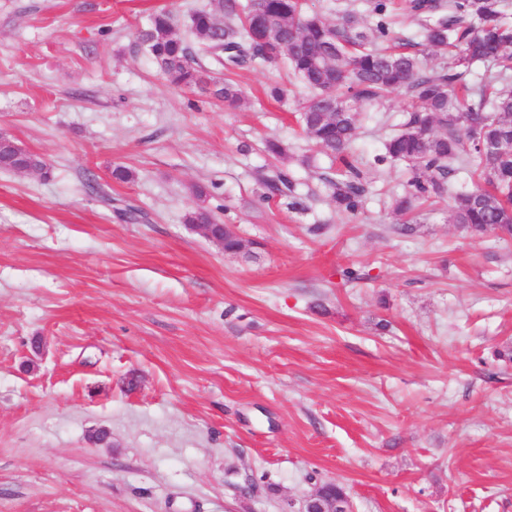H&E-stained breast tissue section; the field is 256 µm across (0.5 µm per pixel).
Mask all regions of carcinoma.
I'll use <instances>...</instances> for the list:
<instances>
[{
  "instance_id": "cac0c4a2",
  "label": "carcinoma",
  "mask_w": 512,
  "mask_h": 512,
  "mask_svg": "<svg viewBox=\"0 0 512 512\" xmlns=\"http://www.w3.org/2000/svg\"><path fill=\"white\" fill-rule=\"evenodd\" d=\"M388 0H370L379 16L371 32L348 18L331 23L303 10L302 0H215L214 7L190 16L189 44L175 32L174 17L161 10L138 30L139 43L176 89L204 83L194 50L232 71L285 64L309 91L296 111L312 145L339 163L336 177L321 174L336 211L355 215L365 203L370 181L352 153L357 114L393 94L407 99L408 118L374 158L406 164L410 178L393 198V212L412 214L448 194L449 179L470 169L472 189L454 196L449 219L465 231L512 234V23L508 0H408V14L422 22L423 46L451 52L453 62L429 66L413 44L382 45L390 33ZM483 66L476 89L459 95L457 86L473 65ZM215 95L228 106L242 99L241 88L224 80ZM47 167L35 155L5 148L0 169ZM266 198L286 197L304 208L292 177L281 171L265 180Z\"/></svg>"
}]
</instances>
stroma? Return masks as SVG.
I'll use <instances>...</instances> for the list:
<instances>
[{
	"mask_svg": "<svg viewBox=\"0 0 512 512\" xmlns=\"http://www.w3.org/2000/svg\"><path fill=\"white\" fill-rule=\"evenodd\" d=\"M208 5L0 0V130L49 166L0 170V512H284L329 482L354 512H512V236L445 200L399 231L409 171L373 160L402 97L359 115L347 216L265 95H303L284 68L202 56L205 89L170 87L136 31L165 8L189 38ZM282 170L305 209L265 200ZM187 223L190 225L191 229L195 232L200 233L208 240L217 243L224 249V232L231 235L232 237H236L240 239L239 245L234 250V252L230 253H241L245 249V244L242 239L236 235L227 224H218L216 218L212 215V213L205 209L204 207H198L196 210L192 211L187 217ZM221 228V235L217 237L214 233V228Z\"/></svg>",
	"mask_w": 512,
	"mask_h": 512,
	"instance_id": "1",
	"label": "stroma"
}]
</instances>
